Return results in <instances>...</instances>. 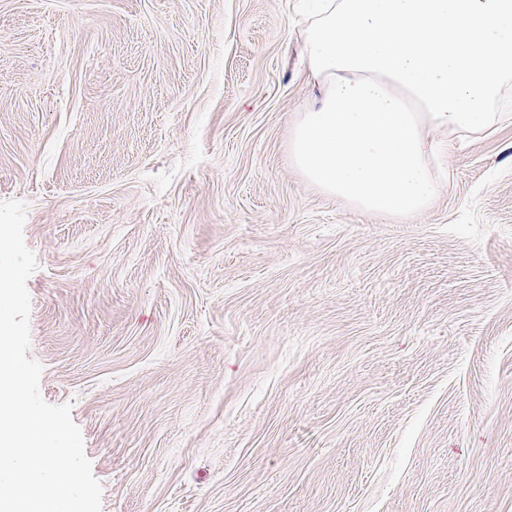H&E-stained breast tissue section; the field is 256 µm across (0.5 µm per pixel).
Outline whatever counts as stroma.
I'll list each match as a JSON object with an SVG mask.
<instances>
[{"mask_svg":"<svg viewBox=\"0 0 512 512\" xmlns=\"http://www.w3.org/2000/svg\"><path fill=\"white\" fill-rule=\"evenodd\" d=\"M294 0H0L30 352L103 512H512V119L402 219L294 167Z\"/></svg>","mask_w":512,"mask_h":512,"instance_id":"1","label":"stroma"}]
</instances>
